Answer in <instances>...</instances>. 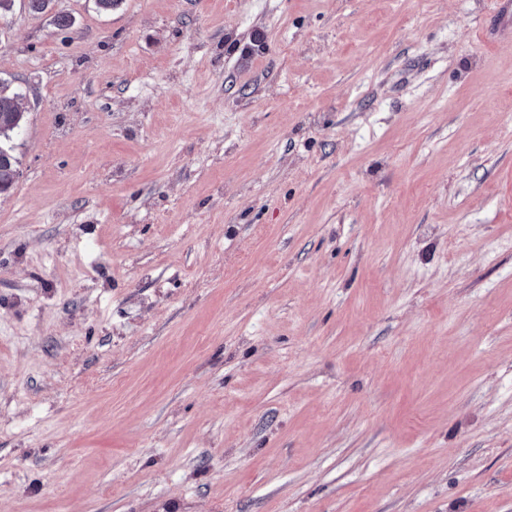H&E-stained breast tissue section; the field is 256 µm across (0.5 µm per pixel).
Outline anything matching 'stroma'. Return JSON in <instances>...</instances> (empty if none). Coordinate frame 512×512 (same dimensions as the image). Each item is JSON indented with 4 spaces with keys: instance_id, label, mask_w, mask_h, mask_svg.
<instances>
[{
    "instance_id": "stroma-1",
    "label": "stroma",
    "mask_w": 512,
    "mask_h": 512,
    "mask_svg": "<svg viewBox=\"0 0 512 512\" xmlns=\"http://www.w3.org/2000/svg\"><path fill=\"white\" fill-rule=\"evenodd\" d=\"M498 4L14 0L0 512H512Z\"/></svg>"
}]
</instances>
